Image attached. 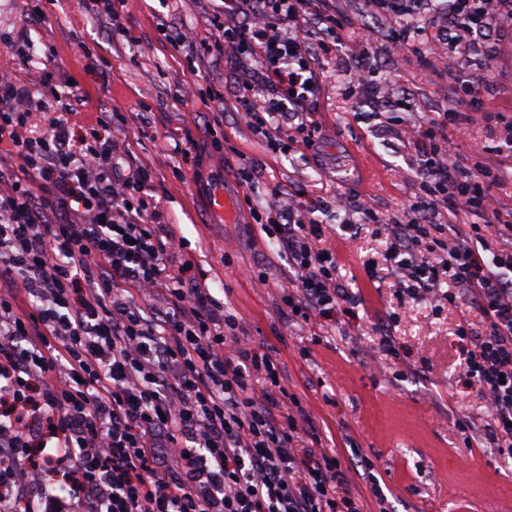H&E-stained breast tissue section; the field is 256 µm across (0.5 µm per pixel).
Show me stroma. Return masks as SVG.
<instances>
[{"label": "stroma", "instance_id": "35a3bbf8", "mask_svg": "<svg viewBox=\"0 0 512 512\" xmlns=\"http://www.w3.org/2000/svg\"><path fill=\"white\" fill-rule=\"evenodd\" d=\"M346 26L343 49L324 58L319 92L308 103L322 123L314 147L269 154L261 136L239 124L233 109V69L206 51L216 30L210 0H125L126 36L112 33L106 16L83 0H0V70L25 79L35 69L67 95L69 83L87 90L85 109L132 129L124 167L152 172L151 194L166 221L178 227L185 248L174 267L212 288L227 311L242 319L253 344L272 350L286 383L326 422L353 488H364L363 460H370L390 512H512V459L473 448L458 420L486 418L466 374V346L456 329L471 302L462 298L434 309L428 302L399 303V281L387 270L386 239L376 224H358L340 250V277L359 297L357 319L338 322L310 360L297 348L303 330L281 309L288 283V256L263 239L245 203L231 224L207 223L190 185L202 164L218 161L234 177L242 161L255 167L250 195L268 200L272 188L305 190L308 197L343 193L381 217H399L420 193L419 152L409 128L442 120L456 110L472 120L459 138L460 151H481L501 163L495 194L512 208V134L486 121L487 112L512 110V25L488 39L497 58L491 71L464 47L449 48L428 14L365 10L363 0H337ZM194 28L192 44L173 49L166 26ZM373 87L359 91L348 71L357 45ZM456 60V75L448 62ZM396 74L409 105L386 117L373 111L375 88ZM478 78L474 100L454 101L455 76ZM196 87L194 99H176L178 86ZM222 90L223 103L211 94ZM219 134H212L215 118ZM376 279H369L368 270ZM265 285L251 281L256 272ZM392 327L410 371H376L369 356L383 327Z\"/></svg>", "mask_w": 512, "mask_h": 512}]
</instances>
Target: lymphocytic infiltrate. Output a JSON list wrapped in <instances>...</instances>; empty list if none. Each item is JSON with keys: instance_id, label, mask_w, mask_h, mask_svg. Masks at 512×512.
I'll use <instances>...</instances> for the list:
<instances>
[{"instance_id": "f902f5d3", "label": "lymphocytic infiltrate", "mask_w": 512, "mask_h": 512, "mask_svg": "<svg viewBox=\"0 0 512 512\" xmlns=\"http://www.w3.org/2000/svg\"><path fill=\"white\" fill-rule=\"evenodd\" d=\"M442 33L467 42L492 68L485 41L512 20V0H443ZM342 28L333 0H223L210 48L237 63L240 120L269 153L313 147L321 124L306 108L319 86L304 22ZM0 75V512H388L379 480L352 490L338 449L324 446L309 405L290 392L280 361L252 345L245 326L206 284L174 269L184 246L148 195L151 170L118 171L125 129L103 117L74 122L51 99ZM275 98L258 103V85ZM447 125L419 127L423 194L404 219H378L340 196L337 209L380 221L385 260L401 294L434 307L463 295L486 324L471 332L467 375L489 415L484 436L512 458V212L492 188L498 166H470ZM96 132L86 135L85 126ZM467 216L436 224L440 206ZM304 193L272 192L250 207L260 232L282 245L292 275L282 310L309 333L356 318L339 283L327 225ZM36 502L24 501L27 488Z\"/></svg>"}]
</instances>
